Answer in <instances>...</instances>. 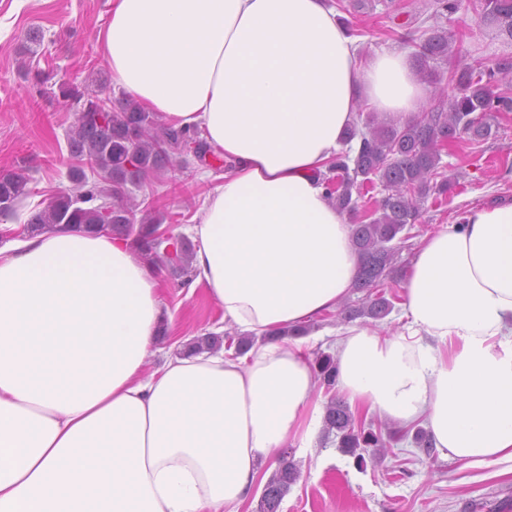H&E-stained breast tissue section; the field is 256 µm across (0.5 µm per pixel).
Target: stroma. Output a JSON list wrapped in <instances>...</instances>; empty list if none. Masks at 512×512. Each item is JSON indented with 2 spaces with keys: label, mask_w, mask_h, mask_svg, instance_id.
<instances>
[{
  "label": "stroma",
  "mask_w": 512,
  "mask_h": 512,
  "mask_svg": "<svg viewBox=\"0 0 512 512\" xmlns=\"http://www.w3.org/2000/svg\"><path fill=\"white\" fill-rule=\"evenodd\" d=\"M351 28L360 30L366 52L400 43L429 26L422 0H341ZM112 0H0V172L28 177L30 193L13 216L23 226L34 210L71 188L67 134L75 114L59 94L62 82L92 90L111 83L98 34ZM455 60L462 66L512 60V39L479 22L473 10L451 16ZM41 71L33 85L28 70ZM490 138L463 142L444 155V173L455 182L446 200L427 199L412 229L416 239L453 225L467 208L512 197V112L495 118ZM196 160L149 176L132 196L138 213L164 212L165 227L189 237V228L214 185ZM164 310L172 327L148 360L149 368L179 353L195 338L223 329V310L205 286H189L157 268ZM290 454L300 470L279 512H512V464L474 468L434 454L426 456L411 437H397L384 460L357 467L334 439Z\"/></svg>",
  "instance_id": "1"
}]
</instances>
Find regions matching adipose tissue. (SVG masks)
<instances>
[{
    "mask_svg": "<svg viewBox=\"0 0 512 512\" xmlns=\"http://www.w3.org/2000/svg\"><path fill=\"white\" fill-rule=\"evenodd\" d=\"M99 42L118 85L223 156L193 281L258 341L147 372L168 323L129 241L49 230L0 249V512H224L324 427L296 330L357 276L322 181L355 107L403 124L428 88L403 48L362 54L329 0H114ZM403 288L397 334L342 332L338 388L443 455L512 461V198L423 238Z\"/></svg>",
    "mask_w": 512,
    "mask_h": 512,
    "instance_id": "adipose-tissue-1",
    "label": "adipose tissue"
}]
</instances>
